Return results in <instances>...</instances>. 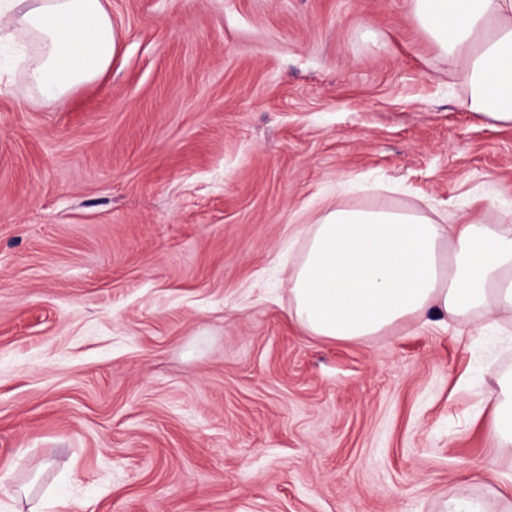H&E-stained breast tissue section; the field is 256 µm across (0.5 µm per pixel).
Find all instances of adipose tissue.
Instances as JSON below:
<instances>
[{"label":"adipose tissue","mask_w":512,"mask_h":512,"mask_svg":"<svg viewBox=\"0 0 512 512\" xmlns=\"http://www.w3.org/2000/svg\"><path fill=\"white\" fill-rule=\"evenodd\" d=\"M431 39L468 75L469 110L512 125V0H412ZM34 46L26 75L50 107L112 67L118 33L103 0H0V22ZM289 315L306 332L360 342L409 321L512 314V225L483 213L439 223L420 207L344 208L300 224ZM498 496L512 499V378L486 397Z\"/></svg>","instance_id":"adipose-tissue-1"}]
</instances>
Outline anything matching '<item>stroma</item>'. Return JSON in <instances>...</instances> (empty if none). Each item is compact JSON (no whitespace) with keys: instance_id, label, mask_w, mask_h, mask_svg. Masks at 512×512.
<instances>
[{"instance_id":"1","label":"stroma","mask_w":512,"mask_h":512,"mask_svg":"<svg viewBox=\"0 0 512 512\" xmlns=\"http://www.w3.org/2000/svg\"><path fill=\"white\" fill-rule=\"evenodd\" d=\"M65 107L0 45V512H505L478 417L512 318L343 343L288 317L326 206L512 225V127L410 0H107ZM441 512H485V509L481 500L460 490L443 502Z\"/></svg>"}]
</instances>
